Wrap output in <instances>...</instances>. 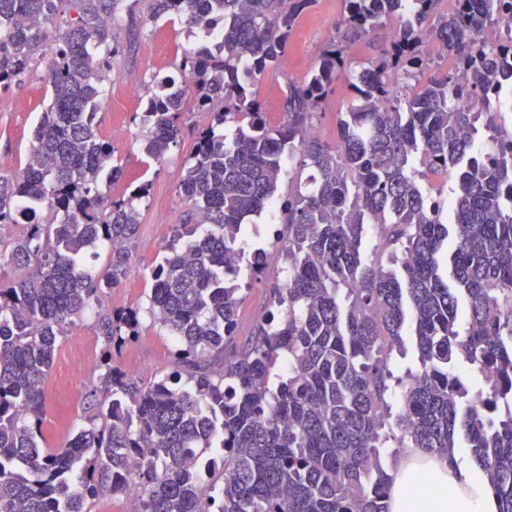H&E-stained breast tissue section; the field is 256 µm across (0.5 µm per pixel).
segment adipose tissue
Listing matches in <instances>:
<instances>
[{
    "instance_id": "1",
    "label": "adipose tissue",
    "mask_w": 512,
    "mask_h": 512,
    "mask_svg": "<svg viewBox=\"0 0 512 512\" xmlns=\"http://www.w3.org/2000/svg\"><path fill=\"white\" fill-rule=\"evenodd\" d=\"M389 512H496L481 470L460 475L447 459L411 449L393 475Z\"/></svg>"
}]
</instances>
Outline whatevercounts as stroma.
<instances>
[{
	"mask_svg": "<svg viewBox=\"0 0 512 512\" xmlns=\"http://www.w3.org/2000/svg\"><path fill=\"white\" fill-rule=\"evenodd\" d=\"M133 21H121L113 35L118 52L112 57L113 73H136L145 81L172 75L180 62L182 51L204 44L202 32L188 34L176 20L153 21L149 18L148 0H134ZM342 0H319L306 13L289 40L285 56L288 66L268 70L258 84V96L270 113L272 124H279L284 114L288 86L307 74L310 60L316 59L330 38L336 21L343 12ZM157 41L159 49L146 54L143 45ZM47 63L39 61L30 76L7 88H0V173L24 168L33 144V132L44 104L48 103ZM140 92L120 89L113 96H102L96 121L100 134L111 141L114 161L125 167L129 177L150 180L151 194L141 204L143 220L134 251V269L119 288L113 289V306H146L152 281L149 270L172 237L187 205L177 186L182 176L184 159L193 139L190 131L201 124L203 115L186 109L181 119L185 130L183 139L171 146L161 163H148L142 152L143 131L139 112L143 110ZM283 275L269 271L252 278L245 292L246 299L239 310L238 338L248 339L257 323V311L267 309L272 286L282 282ZM174 340L166 331L143 317L140 334L129 341L113 357L122 370H134L135 377L148 382L155 374L170 370ZM97 370L72 378L67 396L54 389L46 391V419L43 424L44 447L64 446L85 424L86 395L97 380Z\"/></svg>",
	"mask_w": 512,
	"mask_h": 512,
	"instance_id": "1",
	"label": "stroma"
}]
</instances>
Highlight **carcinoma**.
<instances>
[{
	"mask_svg": "<svg viewBox=\"0 0 512 512\" xmlns=\"http://www.w3.org/2000/svg\"><path fill=\"white\" fill-rule=\"evenodd\" d=\"M0 0V86L49 58V103L26 166L0 174V512H94L139 486L134 512H389L391 467L407 448L453 461L465 448L498 512H512V0H344L334 33L272 125L254 90L282 65L301 16L318 0H151L208 44L186 48L180 80L154 78L140 116L143 152L159 163L194 129L179 184L188 209L150 269L147 313L174 337L172 371L145 384L112 366L139 334L141 309L105 296L133 269L139 202L151 184L124 178L95 117L111 69L123 0ZM224 14V39L210 29ZM379 53L354 69L348 45L386 23ZM447 50L433 68L423 35ZM349 89L337 137L311 134L338 81ZM465 96L467 109L457 105ZM491 145L479 151L475 144ZM288 182L277 244L288 277L271 289L251 338L236 344L250 216ZM443 179L451 207L427 185ZM381 245L364 250L365 230ZM206 226L197 234L199 226ZM106 264L83 263L89 251ZM95 314L102 338L87 424L41 447L44 385L56 345ZM411 337L419 369L387 401L391 360ZM479 376L469 394L457 371ZM222 457L210 477L195 461Z\"/></svg>",
	"mask_w": 512,
	"mask_h": 512,
	"instance_id": "carcinoma-1",
	"label": "carcinoma"
}]
</instances>
